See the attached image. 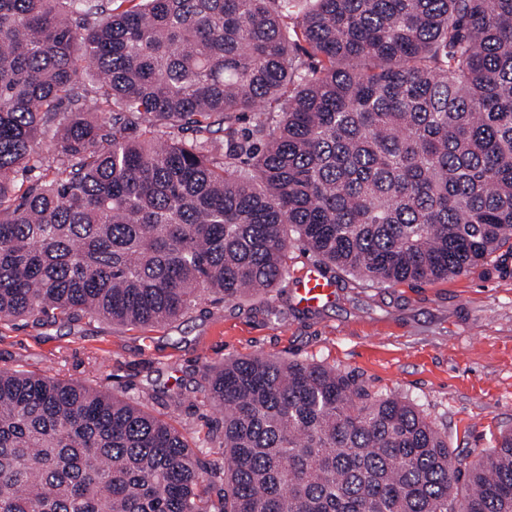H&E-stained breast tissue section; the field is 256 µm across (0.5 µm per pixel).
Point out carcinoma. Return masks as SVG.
Wrapping results in <instances>:
<instances>
[{
    "label": "carcinoma",
    "instance_id": "carcinoma-1",
    "mask_svg": "<svg viewBox=\"0 0 512 512\" xmlns=\"http://www.w3.org/2000/svg\"><path fill=\"white\" fill-rule=\"evenodd\" d=\"M294 239L371 285L512 255V0H0V321L174 322L278 287ZM200 392L203 457L136 399L0 371V512H512L511 433L454 457L313 361Z\"/></svg>",
    "mask_w": 512,
    "mask_h": 512
}]
</instances>
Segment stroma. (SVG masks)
<instances>
[{"label":"stroma","instance_id":"35a3bbf8","mask_svg":"<svg viewBox=\"0 0 512 512\" xmlns=\"http://www.w3.org/2000/svg\"><path fill=\"white\" fill-rule=\"evenodd\" d=\"M288 265L286 282L272 292L205 298L165 325L2 321L0 371L97 383L156 414L163 411L156 391H181L174 421L193 440L216 415L198 389L205 367L256 354L314 359L413 402L444 425L455 452L474 457L512 433V272L491 262L431 283L368 286L317 266L298 242ZM316 267L335 292L306 308L295 285Z\"/></svg>","mask_w":512,"mask_h":512}]
</instances>
